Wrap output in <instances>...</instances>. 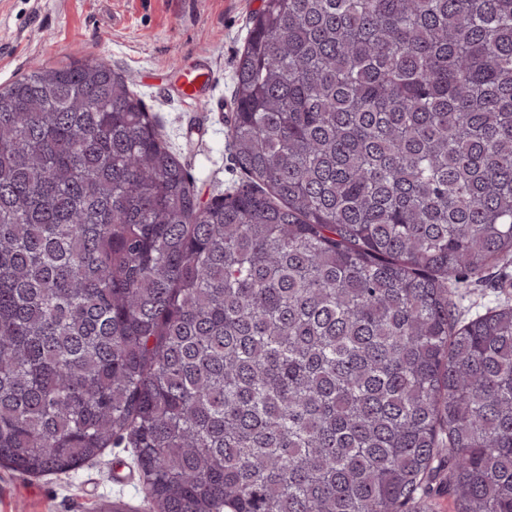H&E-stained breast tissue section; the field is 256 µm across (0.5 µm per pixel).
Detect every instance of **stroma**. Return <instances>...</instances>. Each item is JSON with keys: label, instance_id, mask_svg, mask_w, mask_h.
I'll return each instance as SVG.
<instances>
[{"label": "stroma", "instance_id": "35a3bbf8", "mask_svg": "<svg viewBox=\"0 0 512 512\" xmlns=\"http://www.w3.org/2000/svg\"><path fill=\"white\" fill-rule=\"evenodd\" d=\"M262 0H8L0 10V84L42 64L103 58L129 76L169 149L202 201L245 178L230 147L231 80ZM204 69L212 78L197 100H182L177 79ZM465 323L512 305V256L450 288ZM154 512L135 451L108 448L66 474L24 476L0 465V512Z\"/></svg>", "mask_w": 512, "mask_h": 512}]
</instances>
